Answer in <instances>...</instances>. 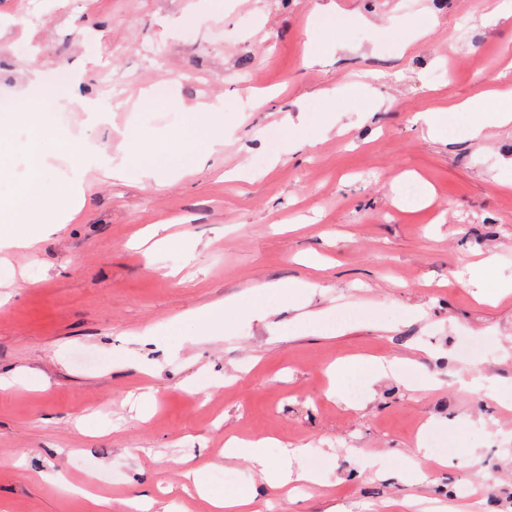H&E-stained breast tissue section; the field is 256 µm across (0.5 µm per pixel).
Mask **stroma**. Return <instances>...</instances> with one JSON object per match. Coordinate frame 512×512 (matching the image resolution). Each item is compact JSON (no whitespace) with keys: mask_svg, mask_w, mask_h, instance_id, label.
<instances>
[{"mask_svg":"<svg viewBox=\"0 0 512 512\" xmlns=\"http://www.w3.org/2000/svg\"><path fill=\"white\" fill-rule=\"evenodd\" d=\"M223 2L0 0V96L32 66L79 73L84 95L111 96L110 123L68 102L53 124L122 170L89 166L76 221L0 253V370L26 380L0 391V512H85L89 482L118 506L152 487L165 512H202L190 457L260 512H433L465 484L466 512H512V441L494 442L512 438V295L482 303L453 278L487 259L512 282V126L473 140L447 109L512 90V0ZM228 99L242 107L218 151L156 172L126 159L127 136L166 150L196 129L191 104ZM434 110L438 139L413 122ZM27 138L0 128L2 199L28 175ZM155 225L169 243L133 247ZM215 303L220 334L195 317ZM349 357L394 373L327 396ZM231 435L272 438L268 457L318 484L259 483L225 460Z\"/></svg>","mask_w":512,"mask_h":512,"instance_id":"stroma-1","label":"stroma"}]
</instances>
